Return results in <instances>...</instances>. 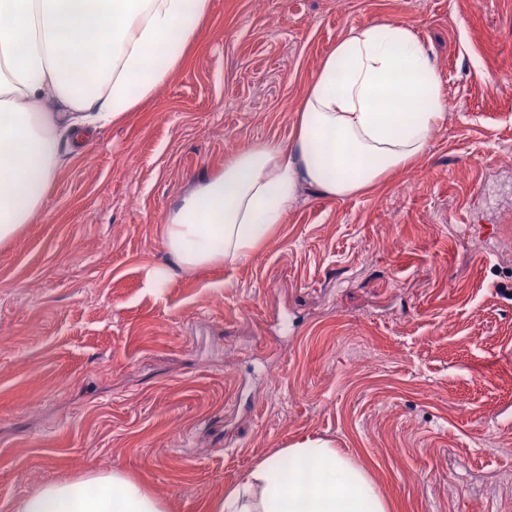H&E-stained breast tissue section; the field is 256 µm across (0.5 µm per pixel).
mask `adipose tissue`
<instances>
[{
    "mask_svg": "<svg viewBox=\"0 0 512 512\" xmlns=\"http://www.w3.org/2000/svg\"><path fill=\"white\" fill-rule=\"evenodd\" d=\"M208 0H0V242L41 215L64 140L112 123L163 84ZM448 99L413 27L351 30L323 59L290 149L261 143L182 197L164 226L186 270L238 260L281 223L302 187L358 194L427 151ZM12 512H165L124 473L48 482ZM210 512H388L329 441L258 463Z\"/></svg>",
    "mask_w": 512,
    "mask_h": 512,
    "instance_id": "obj_1",
    "label": "adipose tissue"
}]
</instances>
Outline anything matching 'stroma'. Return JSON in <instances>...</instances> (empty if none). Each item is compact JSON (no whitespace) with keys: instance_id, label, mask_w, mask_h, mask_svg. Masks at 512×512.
Segmentation results:
<instances>
[{"instance_id":"obj_1","label":"stroma","mask_w":512,"mask_h":512,"mask_svg":"<svg viewBox=\"0 0 512 512\" xmlns=\"http://www.w3.org/2000/svg\"><path fill=\"white\" fill-rule=\"evenodd\" d=\"M385 21L449 101L425 155L360 195L302 188L247 256L148 287L179 200L288 145L325 55ZM511 270L512 0H210L167 81L66 152L0 243V512L113 470L208 512L307 437L390 512H512Z\"/></svg>"}]
</instances>
